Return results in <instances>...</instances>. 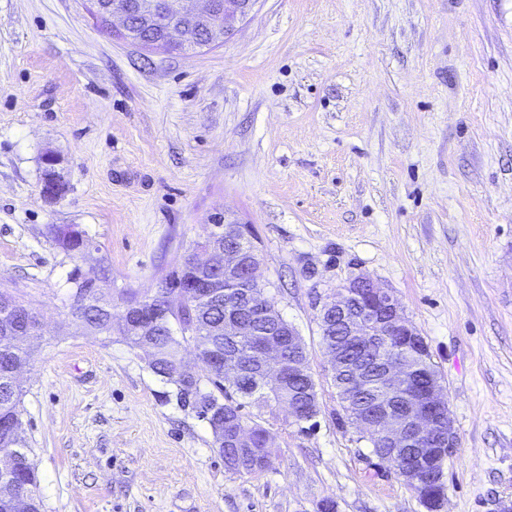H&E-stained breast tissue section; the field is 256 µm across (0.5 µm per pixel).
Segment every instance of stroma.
Returning a JSON list of instances; mask_svg holds the SVG:
<instances>
[{
  "instance_id": "obj_1",
  "label": "stroma",
  "mask_w": 512,
  "mask_h": 512,
  "mask_svg": "<svg viewBox=\"0 0 512 512\" xmlns=\"http://www.w3.org/2000/svg\"><path fill=\"white\" fill-rule=\"evenodd\" d=\"M87 6L0 0V287L41 323L19 383L42 512H426L328 369L319 303L359 275L399 299L446 389L442 512L512 501V0H258L223 44L180 55L116 39ZM218 212L251 229L319 393L309 429L245 401L270 434L251 474L143 352L69 315L74 267L108 277L121 315ZM63 225L93 250L56 246ZM42 160L44 165L42 179L43 192L47 197L54 199L60 196L65 189V185L56 170V166L60 163V160L58 156L51 151L45 152Z\"/></svg>"
}]
</instances>
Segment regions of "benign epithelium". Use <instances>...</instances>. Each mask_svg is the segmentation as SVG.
<instances>
[{
	"label": "benign epithelium",
	"instance_id": "obj_1",
	"mask_svg": "<svg viewBox=\"0 0 512 512\" xmlns=\"http://www.w3.org/2000/svg\"><path fill=\"white\" fill-rule=\"evenodd\" d=\"M258 0H116L112 5H102L91 0L93 13L104 16L107 29H112L113 19L121 21V33L126 42L139 48L164 49L186 42L197 30H206L199 47L204 48L223 42L233 31V24L249 16ZM164 23L163 36L151 41L137 37L141 26ZM58 156L47 151L43 154V192L54 199L60 196L65 185L56 170ZM213 228L202 248L190 250L184 258L182 269L187 272L183 282L164 284L158 290L154 303L169 299L177 288H186L188 293L201 300L213 299L220 294L218 286L210 280H202L197 270L203 266H221L224 284L246 283L251 288H261L257 275V249L249 247L250 236L245 227L236 221H228L224 213L216 214ZM161 314L145 315L137 305L124 309L121 323L134 324L147 332V324L160 320ZM318 320L327 328L333 324L341 327L342 335L354 345L368 346L380 336L387 337L380 346L378 383L390 390L401 389L408 378V368L396 357V348L388 337L400 339L421 336L418 328L404 316L398 299L387 288L377 286L371 278L359 276L343 286L336 296L322 302ZM250 333V327L238 320L235 314L224 315V335L242 336ZM288 343L272 340L262 346L264 358L263 378L278 386L283 378L311 375L305 358L301 355L299 332L293 325L282 332ZM214 368H224V374L234 380V385L245 389L251 377L248 372L234 365L220 354L206 359ZM369 436L385 448H415L417 453L402 458L404 467L393 466L396 475L426 505L441 510L445 493H440L437 502L428 500L420 479L421 469L431 462L443 464L450 449L454 447L456 434L454 422L440 380L430 382L418 398L406 400L404 413L398 415L390 408L375 402L368 419Z\"/></svg>",
	"mask_w": 512,
	"mask_h": 512
}]
</instances>
